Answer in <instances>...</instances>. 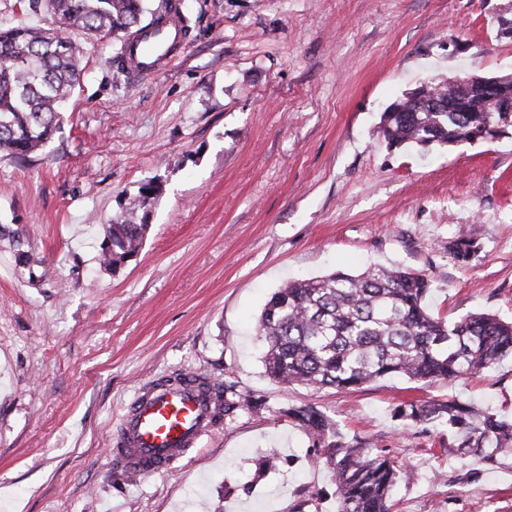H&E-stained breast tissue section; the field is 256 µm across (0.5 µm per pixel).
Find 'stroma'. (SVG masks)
Segmentation results:
<instances>
[{
    "instance_id": "35a3bbf8",
    "label": "stroma",
    "mask_w": 512,
    "mask_h": 512,
    "mask_svg": "<svg viewBox=\"0 0 512 512\" xmlns=\"http://www.w3.org/2000/svg\"><path fill=\"white\" fill-rule=\"evenodd\" d=\"M189 38L156 76L116 74L82 40L60 130L0 154V512H336L332 474L288 409L313 405L410 481L392 512H512V463L444 452L410 401L512 417V359L453 382L283 387L256 323L283 282L397 263L429 311L512 320V126L391 148L382 112L425 79L512 75V0H182ZM162 185L136 257L99 264L106 224ZM475 239L469 261L453 243ZM26 262H19L18 254ZM232 376L266 411L223 419L166 473L108 456L146 383Z\"/></svg>"
}]
</instances>
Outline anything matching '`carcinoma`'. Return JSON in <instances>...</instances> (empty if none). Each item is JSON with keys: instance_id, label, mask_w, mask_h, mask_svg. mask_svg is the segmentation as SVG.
<instances>
[{"instance_id": "cac0c4a2", "label": "carcinoma", "mask_w": 512, "mask_h": 512, "mask_svg": "<svg viewBox=\"0 0 512 512\" xmlns=\"http://www.w3.org/2000/svg\"><path fill=\"white\" fill-rule=\"evenodd\" d=\"M70 31L109 36L120 41L115 56L126 71L130 34L159 24L175 14L184 32L188 20L174 0H159L147 10L145 0H29ZM81 45L52 29L0 27V153L26 159L46 146L59 130L63 108L79 84ZM466 84L430 80L419 86L418 99L402 98L382 113L379 132L390 146L416 143L451 145L471 142L487 126L502 119L486 112L481 98ZM162 190L149 181L106 226L101 262L115 271L136 256L148 231L149 210ZM431 280L399 266L370 265L350 274L334 271L277 288L260 313L266 374L275 382L352 391L390 376L431 383L454 381L489 369L512 356V321L476 312L453 321L428 312L425 301ZM224 415L243 406L254 414L266 409L261 399L240 400L235 386L224 383ZM323 449L336 484V512H390L399 471L385 450L346 440L333 421L314 406L286 412ZM395 416L411 423L440 422L462 452L495 466L512 457V419L474 408L455 399L410 402Z\"/></svg>"}]
</instances>
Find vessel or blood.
Instances as JSON below:
<instances>
[{"mask_svg":"<svg viewBox=\"0 0 512 512\" xmlns=\"http://www.w3.org/2000/svg\"><path fill=\"white\" fill-rule=\"evenodd\" d=\"M183 42L177 18L150 28L135 44L127 62L142 76L168 65L175 46ZM213 404L199 383L156 380L126 406L122 415V440L113 456L133 477L171 470L213 428Z\"/></svg>","mask_w":512,"mask_h":512,"instance_id":"b4317fda","label":"vessel or blood"}]
</instances>
